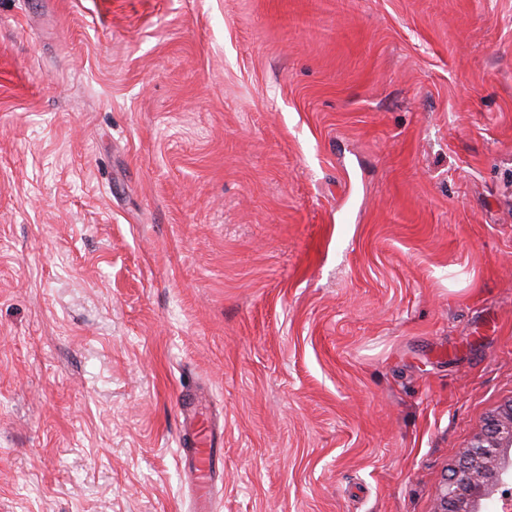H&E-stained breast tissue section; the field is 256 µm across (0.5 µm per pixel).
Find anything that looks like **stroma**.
Masks as SVG:
<instances>
[{"mask_svg":"<svg viewBox=\"0 0 512 512\" xmlns=\"http://www.w3.org/2000/svg\"><path fill=\"white\" fill-rule=\"evenodd\" d=\"M436 512L512 399V0H0V512ZM182 402L184 421L179 438L180 456L194 486L197 501L194 512H212L209 504L220 458L219 430L212 424L207 434L202 427L204 414L198 412L197 392L186 394Z\"/></svg>","mask_w":512,"mask_h":512,"instance_id":"1","label":"stroma"}]
</instances>
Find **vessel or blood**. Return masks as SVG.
<instances>
[{
	"instance_id": "vessel-or-blood-1",
	"label": "vessel or blood",
	"mask_w": 512,
	"mask_h": 512,
	"mask_svg": "<svg viewBox=\"0 0 512 512\" xmlns=\"http://www.w3.org/2000/svg\"><path fill=\"white\" fill-rule=\"evenodd\" d=\"M183 427L179 438L180 456L194 486L197 506L194 512H212L210 501L213 479L218 468L220 434L217 429H205L198 410L196 394L183 399Z\"/></svg>"
}]
</instances>
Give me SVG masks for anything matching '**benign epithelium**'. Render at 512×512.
I'll return each instance as SVG.
<instances>
[{
	"label": "benign epithelium",
	"mask_w": 512,
	"mask_h": 512,
	"mask_svg": "<svg viewBox=\"0 0 512 512\" xmlns=\"http://www.w3.org/2000/svg\"><path fill=\"white\" fill-rule=\"evenodd\" d=\"M512 484V400L485 422L439 493L438 512H480L478 501Z\"/></svg>",
	"instance_id": "benign-epithelium-1"
}]
</instances>
